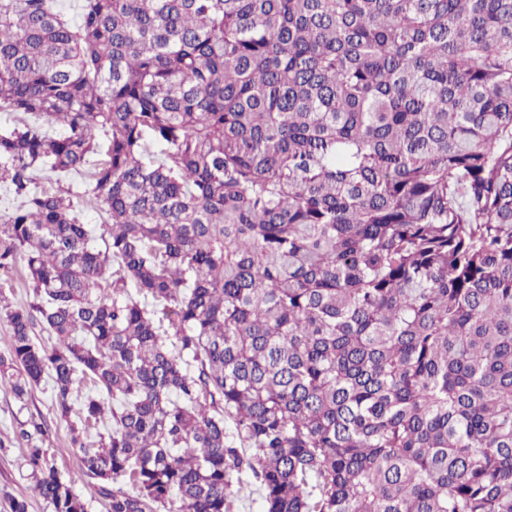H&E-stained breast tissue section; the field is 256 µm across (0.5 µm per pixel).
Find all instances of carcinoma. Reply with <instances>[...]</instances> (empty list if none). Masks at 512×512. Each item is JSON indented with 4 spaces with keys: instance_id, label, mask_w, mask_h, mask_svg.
<instances>
[{
    "instance_id": "cac0c4a2",
    "label": "carcinoma",
    "mask_w": 512,
    "mask_h": 512,
    "mask_svg": "<svg viewBox=\"0 0 512 512\" xmlns=\"http://www.w3.org/2000/svg\"><path fill=\"white\" fill-rule=\"evenodd\" d=\"M0 112L51 512H512V0H0ZM93 171L92 167H89L82 175H69L63 179L62 184L65 187H70L73 194V200L75 203H79V209L82 210V219L85 224H90V227L94 228V234L98 238V243L103 245L99 239L101 233V225L104 224L106 216L102 213L96 205L89 201L88 196L85 195L84 191L88 187L89 175ZM19 406L9 387L0 386V436L12 433L16 415L20 418L29 413L41 415L50 426V439L46 445L55 467L63 477L76 478L77 488L89 498L95 481L82 475L79 457L70 445L69 430L65 423L57 422L54 417L50 383L43 380L34 388L29 397L27 409L22 415L18 414Z\"/></svg>"
}]
</instances>
